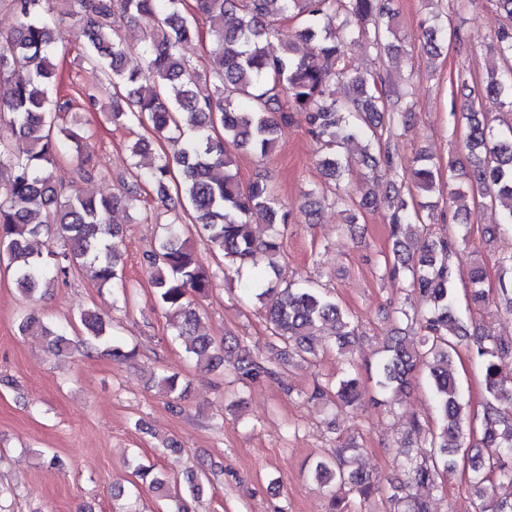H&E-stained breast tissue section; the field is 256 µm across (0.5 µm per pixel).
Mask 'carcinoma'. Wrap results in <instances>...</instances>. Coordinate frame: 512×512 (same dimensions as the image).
<instances>
[{"mask_svg": "<svg viewBox=\"0 0 512 512\" xmlns=\"http://www.w3.org/2000/svg\"><path fill=\"white\" fill-rule=\"evenodd\" d=\"M16 21L0 34V121L9 136L0 134V265H5L19 290L32 296L43 287L85 271L97 287L123 284L120 268V228L112 214L136 197L141 183L152 185L162 202H171V217L147 255L154 300L169 314L173 336L196 367L224 368L243 384L273 379L276 370L236 338L218 347L200 331L195 301L208 296L217 271L198 257L182 227L189 215L197 232L223 258L220 271L241 272L258 253L270 270L240 283L243 295L262 304L273 337L285 345V355L311 363L334 348L344 357L342 376L316 385L310 399L342 411H354L363 397L356 365L346 357L362 336L359 320L344 310L319 283L311 279L282 283L279 257L290 213L267 185H243L234 169V151L250 147L268 156L278 143L281 124L289 114L304 116L311 137L319 144L318 165L334 183L321 193V203L348 212V225L357 213L373 205L364 185L386 176L393 199L390 215L392 255L385 270L408 284L409 295L426 303L399 309L410 320L414 335L390 337L371 379L380 395L400 392L421 369L428 370L434 409L440 427L428 433L413 421L402 467L405 479L387 497L390 512H432L428 500L415 493L419 486L440 487L460 468L471 420L460 396L457 375L449 362L469 337L456 303L455 260L467 233H432L439 207L453 208L452 219L471 223L474 191L484 206L502 219L487 226L495 235L512 228V125L496 130L473 104L461 107L468 134V163L448 158V197L433 199L441 169L434 157L419 151L411 166L393 151L390 137L410 121L413 108L403 94L392 91L377 71L354 68L348 44L365 39L376 53L400 41L392 0H11ZM505 18L497 33L495 57L512 61V0H491ZM83 23L76 38L87 47L80 63L90 67L97 84L82 90L86 111L98 96L112 99V123L128 122L152 129L171 144V151L122 191L98 195L54 181L52 169L64 152L81 154L79 128L64 123L72 101L61 94L62 77L55 62L52 23L55 13ZM209 24L212 37L209 73L202 74L181 53L183 43L198 34L197 15ZM149 18L144 38V66L126 68V42L118 18ZM298 22L299 37L315 44V52L297 57L293 48L279 55L266 51L275 22ZM426 52L439 51L445 34L463 40L448 15L431 12L421 21ZM486 97L512 109V66L487 69ZM265 224L266 234L254 231ZM53 232L59 250L43 253L33 242ZM497 292L512 310V255L501 258ZM486 273L475 263L469 272L468 297L485 306ZM84 338L75 341L64 327L45 322L35 313L19 318L21 334L37 333L55 354L103 351L121 362L137 348L112 332V324L92 311L80 315ZM472 357L483 369L484 410L481 444L486 454L467 457L468 481L478 501L475 512H512V337H476ZM156 386L167 395L182 396L187 387L176 374H160ZM362 449L341 442L320 458L312 478L330 490L331 509L343 512L351 497L367 500L379 485L358 460ZM132 474L165 501L166 512H192V503L206 491L203 469L186 471L179 480L138 460ZM507 487L508 496L482 491Z\"/></svg>", "mask_w": 512, "mask_h": 512, "instance_id": "1", "label": "carcinoma"}]
</instances>
